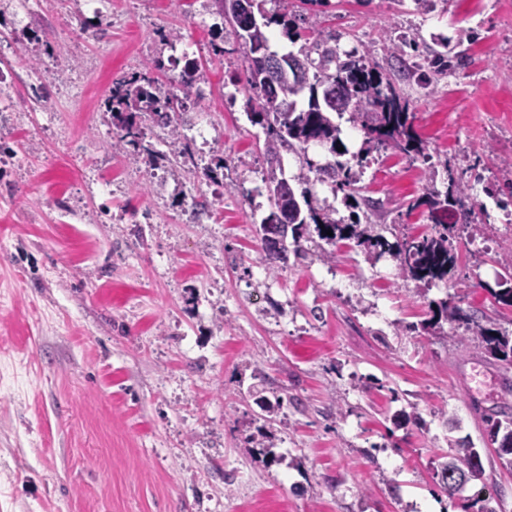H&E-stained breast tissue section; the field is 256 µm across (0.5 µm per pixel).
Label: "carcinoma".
<instances>
[{"instance_id":"carcinoma-1","label":"carcinoma","mask_w":512,"mask_h":512,"mask_svg":"<svg viewBox=\"0 0 512 512\" xmlns=\"http://www.w3.org/2000/svg\"><path fill=\"white\" fill-rule=\"evenodd\" d=\"M259 18L243 20L231 13L224 16L234 36L242 46L243 74L237 78L257 92V101L249 113L254 124L266 130L265 154L269 171L265 184L269 194L271 212L256 229V249L272 270L285 259L288 252L297 257H306L315 249L317 254L331 259L336 246L342 241H352L355 246L368 253L390 254L397 262L399 272L405 279L419 282L427 287L452 279L457 266V254L453 240L461 231H479L473 223L474 205L469 203L466 185L453 183L448 191L440 193L434 185L426 187L414 206L428 209L433 221V232L420 236H397L389 241L375 230L373 224H344L333 218L336 210L318 205L308 191L297 192L290 180L279 177L280 149L306 152L312 144L326 148L332 159L321 165L308 164V173L298 179H314L329 183L335 193L355 198L360 192L358 178L351 173L348 163L339 160L346 152L338 151L344 146L339 120L348 121L358 128L368 148L392 150L413 159H430L423 141L417 134L409 111V101L400 93L393 78L383 72L379 64L358 51H339L336 38L328 36L312 46H303L296 53L281 56L285 69L275 84H269L262 58L272 55L269 51L267 28L278 19L267 15L263 9L265 0H255ZM398 62L404 71L417 66L416 41L401 36L397 39ZM463 58L461 54L451 57L441 53L432 55L433 74L441 76L454 67V62ZM175 95L164 93L151 76L150 71L136 73L115 82L104 101L105 112L111 124L119 131V142L134 148L141 147L143 131L141 118L149 115L162 125L169 127L176 122ZM152 158H165L171 165H186L191 158L182 148L163 156L147 148ZM224 167L192 164L191 175L204 182L218 181L217 170ZM459 215V222L448 223V211ZM332 231V235L325 231ZM495 302L512 308V268L507 269L491 290ZM450 325L445 330L444 324ZM483 344L495 359L512 363V333L488 327L476 320L452 301L439 302L432 316L420 324L405 326L411 332H427L450 339L459 337L458 329ZM488 435L493 440L512 437V416L500 412L486 419ZM481 461L480 452L469 443L448 456H441L436 465L437 476L444 490H449L448 473L467 472Z\"/></svg>"}]
</instances>
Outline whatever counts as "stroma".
<instances>
[{"instance_id": "1", "label": "stroma", "mask_w": 512, "mask_h": 512, "mask_svg": "<svg viewBox=\"0 0 512 512\" xmlns=\"http://www.w3.org/2000/svg\"><path fill=\"white\" fill-rule=\"evenodd\" d=\"M265 10L384 65L399 35L464 50L431 93L398 82L434 177L344 143L363 156L376 223L431 232L413 202L452 175L496 212L484 187L512 183V0ZM75 13V0H0V512H478L484 486L512 512V471L484 422L512 413V365L473 339L407 330L452 296L512 332V308L490 294L512 235L495 223L457 240L446 284L345 245L257 283L265 133L247 117L252 90L232 84L242 48L215 0H103L77 27ZM189 62L206 80L186 92L169 77ZM148 68L186 98L177 127L145 117L144 149L118 147L104 99ZM174 140L199 165L223 161L222 184L153 168L147 150ZM461 441L484 476L450 495L435 463Z\"/></svg>"}]
</instances>
